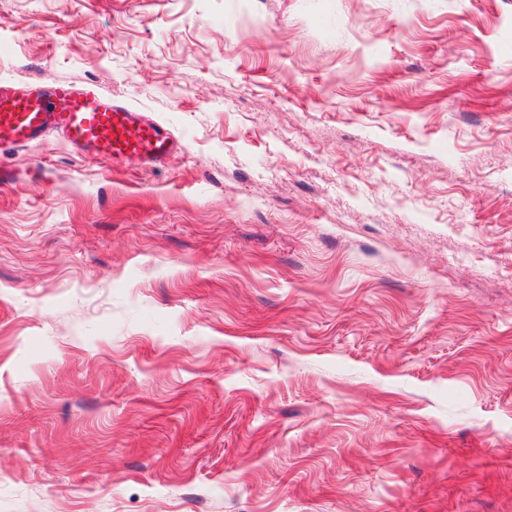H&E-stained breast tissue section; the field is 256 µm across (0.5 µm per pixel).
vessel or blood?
<instances>
[{"label":"vessel or blood","instance_id":"b4317fda","mask_svg":"<svg viewBox=\"0 0 512 512\" xmlns=\"http://www.w3.org/2000/svg\"><path fill=\"white\" fill-rule=\"evenodd\" d=\"M60 134L74 149L108 160L162 163L177 147L163 122L93 87L0 79V151Z\"/></svg>","mask_w":512,"mask_h":512}]
</instances>
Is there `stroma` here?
<instances>
[{
    "mask_svg": "<svg viewBox=\"0 0 512 512\" xmlns=\"http://www.w3.org/2000/svg\"><path fill=\"white\" fill-rule=\"evenodd\" d=\"M0 78L178 140L0 153V512H512V0H0Z\"/></svg>",
    "mask_w": 512,
    "mask_h": 512,
    "instance_id": "1",
    "label": "stroma"
}]
</instances>
